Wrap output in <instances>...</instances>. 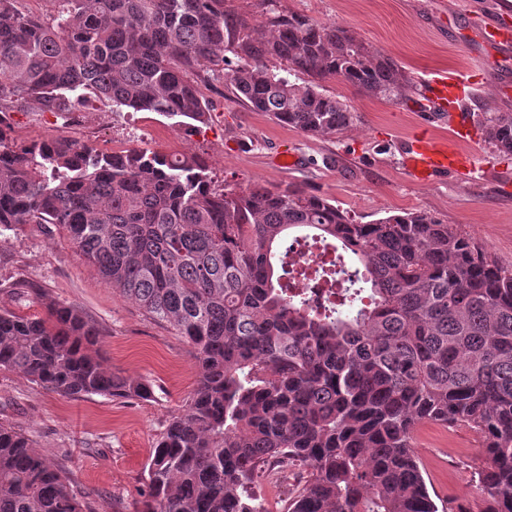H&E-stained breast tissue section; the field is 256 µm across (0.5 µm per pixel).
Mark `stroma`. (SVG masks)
<instances>
[{
  "mask_svg": "<svg viewBox=\"0 0 512 512\" xmlns=\"http://www.w3.org/2000/svg\"><path fill=\"white\" fill-rule=\"evenodd\" d=\"M495 2L280 0V6L349 28L404 67L414 83L432 72H475L480 85L462 114L469 122L483 109L512 111V70L485 71L483 48L463 39L478 16L492 14ZM324 87L347 99L358 113L356 123L336 135L312 137L250 111L233 99L226 83L207 89L213 121L188 139L173 132L169 119L152 112H114L95 100L85 109L95 115L94 140L163 154L194 152L206 160L217 184L235 189L253 183L271 189L298 185L362 223L402 212L426 213L465 234L501 265L512 266V157L498 154L483 136L457 138L440 113L370 99L333 79ZM11 121L22 141L78 136L31 105L12 113ZM423 127L450 148L472 154L476 173L463 178L450 172L428 183L407 177L404 151ZM285 150L297 156L294 168L279 166ZM15 281L34 284L36 290L17 295L9 289ZM52 301L76 306L100 332L105 366L148 379L153 396L132 401L99 395L69 398L0 371V423L29 434L93 512H136L146 491L150 450L195 386L198 370L192 349L170 324L151 318L106 285L63 233L28 224L1 237L0 309L41 316ZM413 442L432 496L479 504L471 466L481 462L484 452L474 432L425 424ZM300 479L294 469L259 478L256 492L268 512H286Z\"/></svg>",
  "mask_w": 512,
  "mask_h": 512,
  "instance_id": "obj_1",
  "label": "stroma"
}]
</instances>
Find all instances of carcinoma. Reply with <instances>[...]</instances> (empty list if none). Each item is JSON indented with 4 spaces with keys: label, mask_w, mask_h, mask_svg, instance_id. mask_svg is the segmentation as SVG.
Segmentation results:
<instances>
[{
    "label": "carcinoma",
    "mask_w": 512,
    "mask_h": 512,
    "mask_svg": "<svg viewBox=\"0 0 512 512\" xmlns=\"http://www.w3.org/2000/svg\"><path fill=\"white\" fill-rule=\"evenodd\" d=\"M48 20L0 0V237L25 224L66 232L104 282L191 346L198 378L145 466L137 512H267L251 493L275 466L306 474L288 512H466L436 504L412 439L425 422L483 439L479 512H512V268L439 219L368 224L297 186L217 188L196 153H107L48 137L20 144L25 103L64 118L93 95L112 111L208 125L203 89L229 82L253 112L308 136L357 120L336 79L405 103L402 67L347 28L259 0V32L229 0H56ZM512 156V112L475 113ZM336 241L314 307L290 285V231ZM99 332L73 305L0 310V370L67 397L146 399L145 379L107 370ZM0 512H83L31 439L0 424Z\"/></svg>",
    "instance_id": "obj_1"
}]
</instances>
